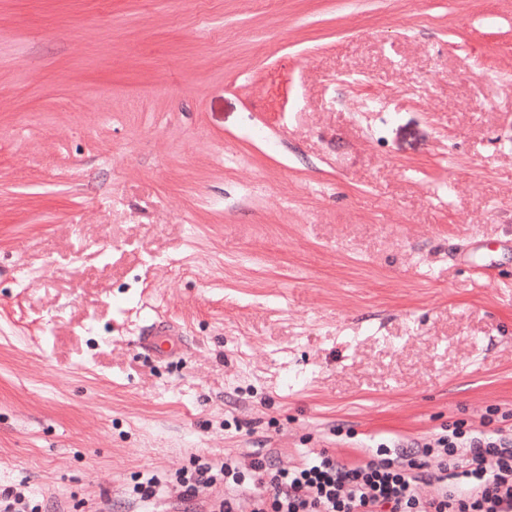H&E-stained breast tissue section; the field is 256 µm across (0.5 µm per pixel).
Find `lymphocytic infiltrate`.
<instances>
[{
	"label": "lymphocytic infiltrate",
	"mask_w": 512,
	"mask_h": 512,
	"mask_svg": "<svg viewBox=\"0 0 512 512\" xmlns=\"http://www.w3.org/2000/svg\"><path fill=\"white\" fill-rule=\"evenodd\" d=\"M182 502L206 512H512V432L456 424L402 451L351 464L324 452L292 467L261 453L179 471Z\"/></svg>",
	"instance_id": "obj_1"
}]
</instances>
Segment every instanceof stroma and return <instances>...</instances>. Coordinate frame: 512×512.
Returning <instances> with one entry per match:
<instances>
[{"instance_id": "obj_1", "label": "stroma", "mask_w": 512, "mask_h": 512, "mask_svg": "<svg viewBox=\"0 0 512 512\" xmlns=\"http://www.w3.org/2000/svg\"><path fill=\"white\" fill-rule=\"evenodd\" d=\"M455 423L512 428V0H0V490Z\"/></svg>"}]
</instances>
